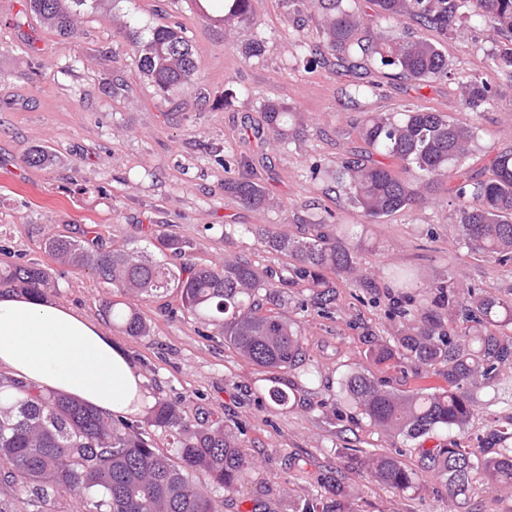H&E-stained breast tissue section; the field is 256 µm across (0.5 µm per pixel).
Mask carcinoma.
<instances>
[{"mask_svg": "<svg viewBox=\"0 0 512 512\" xmlns=\"http://www.w3.org/2000/svg\"><path fill=\"white\" fill-rule=\"evenodd\" d=\"M86 0H27L29 10L63 37L74 30L75 7ZM369 11L351 7L347 0H314V16L321 35L316 44L300 46L297 63L306 70L336 60L350 64L358 54L373 58L382 69L419 85L448 81L459 92L462 109L478 113L496 98L493 85L479 72L450 67L442 42L463 33L476 22L495 33L512 34V0H366ZM409 18L440 36L397 35L392 24ZM251 0H224V26L232 29L253 23ZM128 38L139 52L142 71L161 92L179 87L198 91L200 61L181 26L155 28L142 39ZM487 66L512 74V42L487 54ZM265 127L259 138L288 142L303 130L297 107L280 100L264 105ZM353 132L382 159L399 163L400 172L380 161H365L351 153L341 165L325 173L350 204L377 222L433 200L448 183L459 228V243L506 265L512 262V152L498 154L490 176L474 181L463 160L479 139L475 123L460 122L445 112L415 105L400 112H366ZM27 161L48 166L55 158L43 146L32 147ZM238 175L224 181V190L243 206L273 205L265 186L255 177L248 158L224 160V171ZM315 234L295 240L267 229L261 239L272 251L294 260L289 277L278 282L242 259L222 264L185 262L172 267L133 245L114 249L101 235L85 230L82 237L56 235L44 244L61 268L87 270L102 283L130 300L162 299L172 294L190 315L213 327L242 359L271 374L263 402L282 410L293 390L281 387L283 375L302 369L306 360L304 336L298 323L273 311L281 305V289L300 283L312 294L302 307L331 314L341 283L363 287L367 277L346 237L336 233L337 218L329 211L310 220ZM152 246L163 256H186L188 242L171 235L154 237ZM41 298L57 286L49 266L32 261L0 264V283ZM431 306L399 308L400 335L376 340L366 359L376 365L415 366L421 380L407 394L389 389L363 370L347 372L336 400L345 402L386 433L417 439L436 429L465 430L476 401L474 392L490 384L501 386L503 369L512 368V300L455 282L434 286ZM271 308H265V305ZM112 323L129 336L150 333V325L127 302L107 306ZM442 380L430 383L432 377ZM161 429L172 438L174 454L154 447L149 429ZM501 447L464 448L453 440L446 448H424L422 469L446 486L454 505L466 496L474 475L488 477L497 500L512 501V438L501 430L490 433ZM250 468L247 449L238 437L216 423L196 426L176 404L158 401L146 424H134L120 415L103 414L71 397L39 392L8 377L0 378V512H54L57 498L68 496L81 512H215L208 490L194 480L204 474L210 485L238 492ZM346 469L363 471L369 481L397 492L422 489L420 475L394 455L347 457ZM345 475L330 471L323 477L325 493L298 504L293 512H350L340 493Z\"/></svg>", "mask_w": 512, "mask_h": 512, "instance_id": "1", "label": "carcinoma"}]
</instances>
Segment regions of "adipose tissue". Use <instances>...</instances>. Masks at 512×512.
I'll return each mask as SVG.
<instances>
[{
    "label": "adipose tissue",
    "mask_w": 512,
    "mask_h": 512,
    "mask_svg": "<svg viewBox=\"0 0 512 512\" xmlns=\"http://www.w3.org/2000/svg\"><path fill=\"white\" fill-rule=\"evenodd\" d=\"M0 367L39 390L63 393L105 414L139 413L142 378L98 323L47 299L0 287Z\"/></svg>",
    "instance_id": "ef3b65f1"
}]
</instances>
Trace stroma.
Segmentation results:
<instances>
[{"instance_id": "1", "label": "stroma", "mask_w": 512, "mask_h": 512, "mask_svg": "<svg viewBox=\"0 0 512 512\" xmlns=\"http://www.w3.org/2000/svg\"><path fill=\"white\" fill-rule=\"evenodd\" d=\"M255 24L224 37L216 9L197 0H87L75 17L76 33L61 44L56 32L29 11L25 0H0V246L13 257L47 262L45 241L57 234L81 236L97 227L108 245H148L158 225L189 242L193 262L213 264L238 256L273 274L287 276L291 259L264 246L255 230L276 226L288 235L309 236L311 203L331 210L338 232L349 234L370 289L340 288L330 316L302 311V287L289 289L281 313L300 323L314 384L301 387L287 410L261 404L262 370L209 336L192 316L170 313L161 303L137 307L149 335L131 337L113 327L104 306L113 290L86 271L61 269L52 300L110 326L112 338L138 365L145 406L163 400L180 405L195 424L218 422L241 429L252 468L233 495L212 489L216 512H293L298 499L315 494L321 474L343 469L349 449L397 454L411 467L419 451L443 446L457 430L417 440L392 437L351 407L323 406L335 396L342 375L363 369L398 390L415 386L403 367L365 358L372 339L394 337L397 322L386 309L399 290L392 269L415 279L417 303L429 302L426 286L457 280L512 299V264L462 251L458 225L440 190L434 204L395 213L374 224L354 210L332 183L311 179L309 167L336 166L362 143L348 130L361 112H397L404 105L435 108L476 122L480 139L465 167L476 179L489 175L496 153L512 149V76L488 68L491 32L475 25L444 45L450 66L475 70L498 95L483 112L461 111L447 83L421 87L406 80L381 81L377 93L350 102L342 93L350 77L326 63L308 72L295 62L300 40H317L307 12L289 13L284 0H252ZM181 24L200 60L199 89L187 95L160 92L141 71L127 46L126 28L141 36L161 25ZM263 37L261 57L244 59L238 44ZM235 96L225 97L227 86ZM271 99L295 104L308 126L295 141L257 144L263 106ZM48 146L50 167L30 165L32 146ZM231 151L250 160L277 205L250 209L224 190L217 158ZM480 415L463 444L476 448L490 425L512 429V407L494 404L493 392L478 394ZM460 438V437H459ZM342 494L353 512H448V489L427 478L416 494H401L347 475Z\"/></svg>"}]
</instances>
